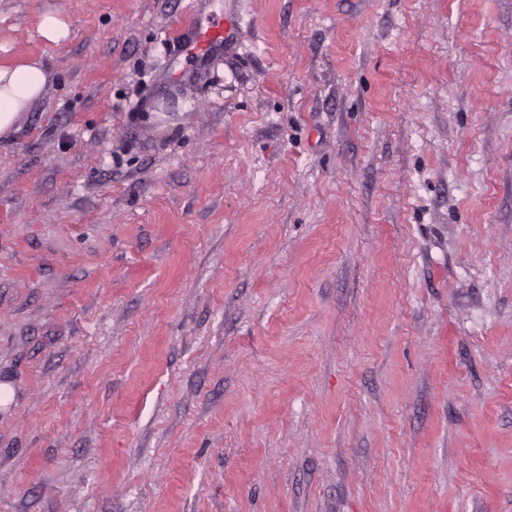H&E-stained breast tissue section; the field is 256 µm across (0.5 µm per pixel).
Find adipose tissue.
<instances>
[{
	"label": "adipose tissue",
	"instance_id": "adipose-tissue-1",
	"mask_svg": "<svg viewBox=\"0 0 512 512\" xmlns=\"http://www.w3.org/2000/svg\"><path fill=\"white\" fill-rule=\"evenodd\" d=\"M48 79L38 59L0 65V137L14 132L22 113L44 93Z\"/></svg>",
	"mask_w": 512,
	"mask_h": 512
}]
</instances>
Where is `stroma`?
Returning <instances> with one entry per match:
<instances>
[{
  "label": "stroma",
  "instance_id": "1",
  "mask_svg": "<svg viewBox=\"0 0 512 512\" xmlns=\"http://www.w3.org/2000/svg\"><path fill=\"white\" fill-rule=\"evenodd\" d=\"M30 58L0 512H512V0H0ZM38 33L46 42L57 44L69 36V27L58 13L48 11L41 15ZM240 34V27L228 30L224 27V15L212 16L206 25L196 21L184 26L180 33L181 54L186 63L207 55L215 47L233 39V35Z\"/></svg>",
  "mask_w": 512,
  "mask_h": 512
}]
</instances>
